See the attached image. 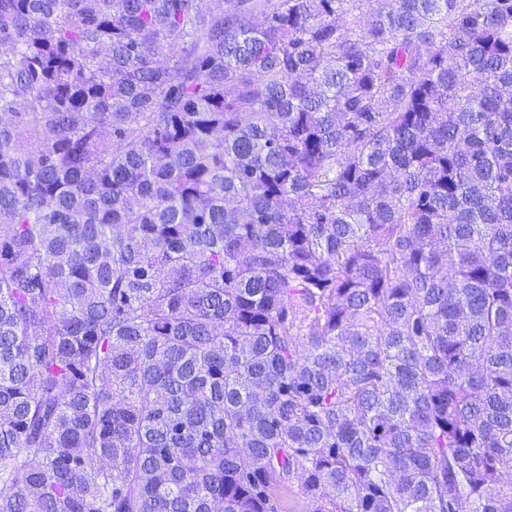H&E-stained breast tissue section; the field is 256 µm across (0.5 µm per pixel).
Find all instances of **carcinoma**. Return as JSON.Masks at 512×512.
I'll use <instances>...</instances> for the list:
<instances>
[{
    "label": "carcinoma",
    "mask_w": 512,
    "mask_h": 512,
    "mask_svg": "<svg viewBox=\"0 0 512 512\" xmlns=\"http://www.w3.org/2000/svg\"><path fill=\"white\" fill-rule=\"evenodd\" d=\"M202 2L0 0V512H512V0ZM303 482L301 474L294 477L288 491L275 501L278 512H309V501L303 492Z\"/></svg>",
    "instance_id": "1"
}]
</instances>
